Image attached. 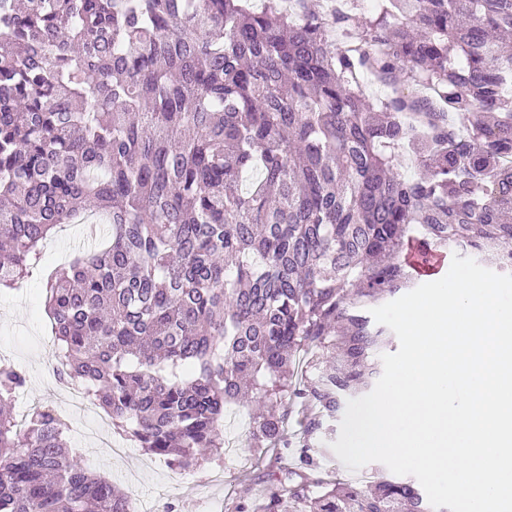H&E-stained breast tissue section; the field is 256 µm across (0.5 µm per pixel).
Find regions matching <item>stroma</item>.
Masks as SVG:
<instances>
[{"instance_id":"35a3bbf8","label":"stroma","mask_w":512,"mask_h":512,"mask_svg":"<svg viewBox=\"0 0 512 512\" xmlns=\"http://www.w3.org/2000/svg\"><path fill=\"white\" fill-rule=\"evenodd\" d=\"M81 244L79 225H63L45 242L39 273L33 274L22 290L0 295V358L20 367L28 378L15 407L16 416L26 415L35 405L65 413L72 426L70 447L77 449L92 470L109 477L135 499L150 500L155 512H165L171 504L179 512H227V505L236 498L271 487V466L255 465L243 445L251 422L246 407L232 406L224 414V440L235 444L233 453L221 460L206 455L190 468L176 469L130 443L123 454H114L100 439L97 426L70 408L59 394L52 371L54 337L44 310L41 275L64 264ZM218 473L223 474V482H215Z\"/></svg>"}]
</instances>
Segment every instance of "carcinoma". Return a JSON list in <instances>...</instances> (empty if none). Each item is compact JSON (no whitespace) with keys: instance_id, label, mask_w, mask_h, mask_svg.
Wrapping results in <instances>:
<instances>
[{"instance_id":"obj_1","label":"carcinoma","mask_w":512,"mask_h":512,"mask_svg":"<svg viewBox=\"0 0 512 512\" xmlns=\"http://www.w3.org/2000/svg\"><path fill=\"white\" fill-rule=\"evenodd\" d=\"M293 2L0 0V288L104 217L45 311L55 375L118 433L187 469L250 395L275 487L229 512H434L412 479L324 461L392 344L369 309L416 287L403 250L512 273V0ZM26 386L0 361V512H136L55 409L18 424ZM83 224H64L49 238L42 251L40 271L49 272L64 264L69 255L81 249L80 228ZM344 413H345V410L341 414L340 420L338 422H336V436H334V438H333V440L331 442L336 441L337 438H338L339 431H340V422H341V420L343 418ZM331 442L328 443L330 454H331V460H332L331 464H332L333 468H336V474H337L338 478H341V479H353V478L360 477L361 475L370 476V475H372L371 473H374L375 471H380V472H383V473L391 475V476H397V477L400 476V475H395L392 472H390L381 463H370V464L366 465L365 467H363L362 469H360V470H358L356 472H352L349 469H347L346 466L336 457V455L334 454V452L330 448V443ZM400 477H413V476L404 475V476H400ZM413 478H415V477H413ZM416 481L418 482L417 479H416Z\"/></svg>"}]
</instances>
